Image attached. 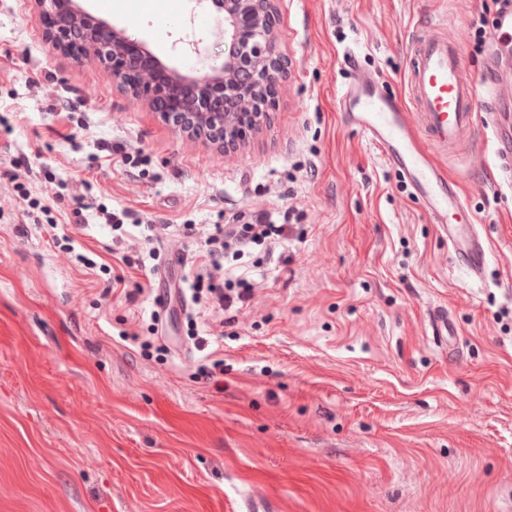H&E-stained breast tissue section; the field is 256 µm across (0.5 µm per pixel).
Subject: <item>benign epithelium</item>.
Here are the masks:
<instances>
[{"label": "benign epithelium", "mask_w": 512, "mask_h": 512, "mask_svg": "<svg viewBox=\"0 0 512 512\" xmlns=\"http://www.w3.org/2000/svg\"><path fill=\"white\" fill-rule=\"evenodd\" d=\"M53 44L77 56L93 55L112 78L147 99L166 122L183 114L187 127L224 150L240 144L236 129L246 118L253 126L272 106L290 61L275 32V0H211L224 15V60L204 72H182L154 57L143 43L129 41L118 27L96 20L75 0H38Z\"/></svg>", "instance_id": "1"}]
</instances>
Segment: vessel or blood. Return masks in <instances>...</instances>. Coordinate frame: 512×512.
<instances>
[{
  "label": "vessel or blood",
  "instance_id": "b4317fda",
  "mask_svg": "<svg viewBox=\"0 0 512 512\" xmlns=\"http://www.w3.org/2000/svg\"><path fill=\"white\" fill-rule=\"evenodd\" d=\"M425 26L426 34L412 46L407 98L380 94L366 76L341 97L353 103L348 122L379 149L388 166L408 176L430 222L447 234L459 269L475 282L483 278L487 240L459 185L447 179L435 155L446 153L469 165L484 162L477 133L488 125L498 168L512 185V114L497 109L499 102L512 100V72L501 68L492 80L466 79L464 48L449 36L447 23L429 20Z\"/></svg>",
  "mask_w": 512,
  "mask_h": 512
}]
</instances>
